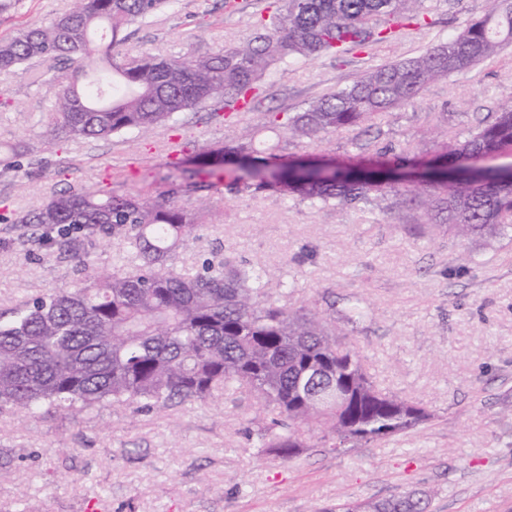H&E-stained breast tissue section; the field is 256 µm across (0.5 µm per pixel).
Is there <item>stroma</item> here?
<instances>
[{
    "instance_id": "obj_1",
    "label": "stroma",
    "mask_w": 512,
    "mask_h": 512,
    "mask_svg": "<svg viewBox=\"0 0 512 512\" xmlns=\"http://www.w3.org/2000/svg\"><path fill=\"white\" fill-rule=\"evenodd\" d=\"M281 0H175L131 25L133 55L203 56L256 34L254 22ZM71 0H0V41L52 22ZM432 24L365 52L309 56L272 66L259 105L229 113L216 98L179 113L147 134L64 140L48 152L50 112L72 67L33 61L0 73V154L20 145L21 171L0 167V312L84 280V263L119 266L122 242L100 234L76 257L60 258L48 239L17 224L65 191L99 189L173 204L196 215L172 264L201 270L230 259L268 270L267 288L294 309L367 315L346 324L345 343L376 383L431 414L406 433L345 447L303 448L284 460L260 447L247 392L223 405L193 401L137 412L106 407L99 419L0 413V512H86L100 498L109 512H329L339 503L420 491L429 512H512V241L462 246L440 228L417 232L411 209L372 205L318 209L191 172L189 158L246 138L278 153L332 162L379 141L391 155L426 156L512 107V46L470 70L430 83L416 98L383 112L374 132L350 127L290 138L271 113L299 112L375 67L419 56L491 0H431Z\"/></svg>"
}]
</instances>
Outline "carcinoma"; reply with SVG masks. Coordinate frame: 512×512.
<instances>
[{
    "mask_svg": "<svg viewBox=\"0 0 512 512\" xmlns=\"http://www.w3.org/2000/svg\"><path fill=\"white\" fill-rule=\"evenodd\" d=\"M173 0H76L48 26L0 43V71L53 58L77 68L102 67L84 86L58 94L54 137L96 139L147 132L178 112L224 97L235 111L256 105L259 81L285 58L341 54L385 42L405 25H427L426 0H284L257 21L245 45L202 57L123 55L129 25ZM512 44V0H495L448 41L416 58L380 65L338 88L282 125L294 138L365 125L417 96L429 83L462 73ZM124 56L120 63L116 58ZM238 159L239 178L323 206L370 204L416 210L420 224H443L456 241L512 240V108L469 130L431 157L392 158L378 149L349 164L289 161L261 155L252 142L211 148L199 163L224 176V158ZM56 230L52 245L77 250L82 233L104 231L126 244L120 270L86 269L82 285L0 313V409L78 417L105 404L140 410L186 402H221L224 391L249 393L261 446L288 459L304 447L303 432L330 448L372 442L429 418L414 403L377 385L356 352L340 339L336 320L315 309L293 310L265 289V273L229 261L179 272L168 261L195 228L174 206L111 192L53 198L18 218ZM342 400L310 402L313 390ZM336 512H426L422 494L408 492Z\"/></svg>",
    "mask_w": 512,
    "mask_h": 512,
    "instance_id": "1",
    "label": "carcinoma"
}]
</instances>
